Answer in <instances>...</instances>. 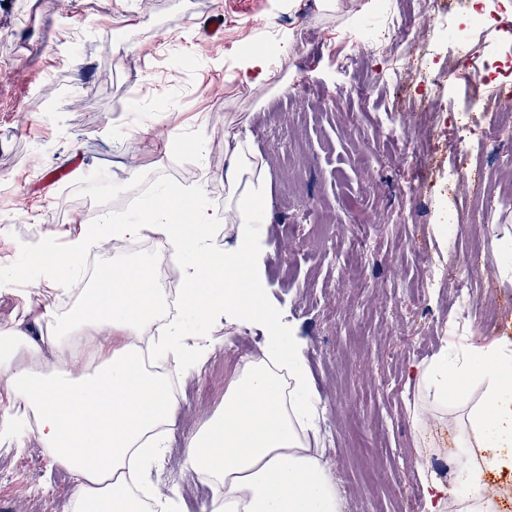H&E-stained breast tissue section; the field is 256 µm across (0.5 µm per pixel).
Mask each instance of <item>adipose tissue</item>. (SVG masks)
Segmentation results:
<instances>
[{"instance_id":"obj_1","label":"adipose tissue","mask_w":512,"mask_h":512,"mask_svg":"<svg viewBox=\"0 0 512 512\" xmlns=\"http://www.w3.org/2000/svg\"><path fill=\"white\" fill-rule=\"evenodd\" d=\"M267 182L262 158L248 139L224 137V194L229 206L214 211L191 192L177 191L150 212L148 225L109 224L92 212L83 230L57 253L53 236L27 244L47 261L30 281L36 288L65 289L75 258L105 240L150 232L167 243L184 276L185 308L198 319H247L266 333L259 353L243 359L224 394V408L195 437L185 470L203 482L221 483L223 499L202 512H342L328 466L316 452L315 408L303 364V344L288 335L278 312L264 300L258 203ZM229 226L233 241L216 250L213 228ZM24 314L50 329L43 343L21 329L0 328V436H33L74 478L73 512H172L177 488L138 495L129 474L165 456L156 429L173 427L177 401L167 377L146 369L141 344L157 335L175 370L203 364L211 344H179L182 327L166 322L162 294L149 263L116 262L102 285L88 289L65 314L46 308ZM68 358L95 360L94 373L72 378L24 367L21 355L38 358L42 344ZM407 381L423 402L459 416L463 450L480 449L459 477L469 487L456 512H497L489 477L512 470V342L488 343L460 336L429 362L410 366Z\"/></svg>"}]
</instances>
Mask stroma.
<instances>
[{"label": "stroma", "mask_w": 512, "mask_h": 512, "mask_svg": "<svg viewBox=\"0 0 512 512\" xmlns=\"http://www.w3.org/2000/svg\"><path fill=\"white\" fill-rule=\"evenodd\" d=\"M362 2L340 0L326 13L319 0H0V267L39 268L42 257L21 247L50 233L66 250L94 209L83 195L92 174L112 190V217L127 222L195 183L200 168L205 202L223 209L224 134L248 138L269 185L260 203L265 301L304 342L318 451L344 512H396L416 494L421 464L459 446L431 416L435 448L421 452L407 369L439 352L450 319L482 316L454 276L426 288V260L480 244L501 305H512V279L499 277L494 252L495 242L512 244V199L449 240L452 136L380 127L392 101L388 60H373L368 74L341 67L361 34L388 33L391 0L370 10ZM466 11L465 0H401L399 20L461 23ZM213 14L224 17L220 41L204 34ZM471 43L474 66L501 60L512 54V30L477 29ZM257 49L272 75L247 84L239 64ZM453 50L445 39L429 45L426 93L442 108L469 90L448 88ZM22 208L28 220L11 222ZM403 209L414 223L398 222ZM184 340L215 348L179 377L169 450L139 480L177 486L178 512H201L205 485L183 460L224 407L235 368L225 351H258L265 335L250 321L217 318L187 322ZM72 488L36 439L22 449L0 439V512H72Z\"/></svg>", "instance_id": "1"}]
</instances>
